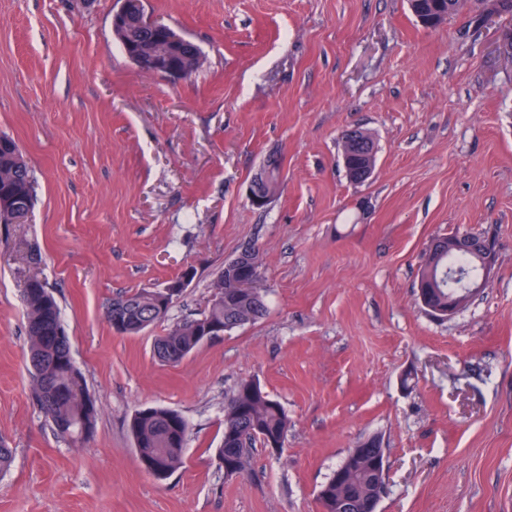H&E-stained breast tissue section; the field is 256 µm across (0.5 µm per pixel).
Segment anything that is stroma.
I'll use <instances>...</instances> for the list:
<instances>
[{
    "instance_id": "1",
    "label": "stroma",
    "mask_w": 512,
    "mask_h": 512,
    "mask_svg": "<svg viewBox=\"0 0 512 512\" xmlns=\"http://www.w3.org/2000/svg\"><path fill=\"white\" fill-rule=\"evenodd\" d=\"M117 0H0V134L37 180L0 224V512H320L352 448L386 450L379 512H512V14L467 5L422 27L407 0H145L195 42L188 79L140 72L112 34ZM376 140L350 183L343 131ZM277 194L247 187L269 153ZM495 243L486 288L448 319L421 305L431 242ZM260 255L267 312L168 366L155 337L199 317L224 265ZM39 264H31V255ZM193 269L165 321L115 333L106 308ZM53 291L98 412L58 438L32 395L22 291ZM259 381L292 426L245 476L216 450L224 407ZM158 406L189 423L159 481L128 431Z\"/></svg>"
}]
</instances>
